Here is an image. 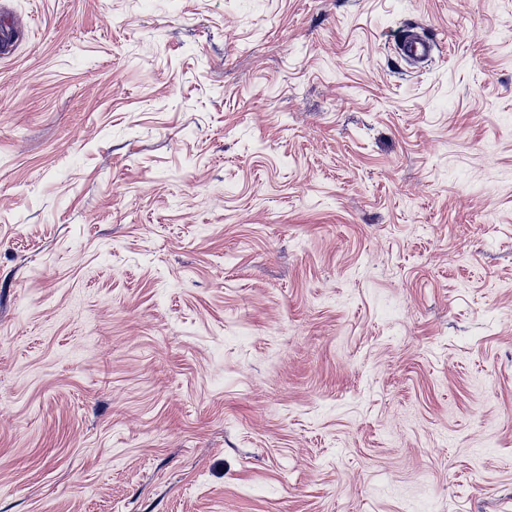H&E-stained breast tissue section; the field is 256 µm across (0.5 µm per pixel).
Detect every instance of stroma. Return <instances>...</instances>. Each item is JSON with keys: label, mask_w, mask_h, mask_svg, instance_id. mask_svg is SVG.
Returning <instances> with one entry per match:
<instances>
[{"label": "stroma", "mask_w": 512, "mask_h": 512, "mask_svg": "<svg viewBox=\"0 0 512 512\" xmlns=\"http://www.w3.org/2000/svg\"><path fill=\"white\" fill-rule=\"evenodd\" d=\"M1 25L0 512H512V0ZM416 28L409 27L403 31L396 41V50L409 62L424 63L431 59L435 43Z\"/></svg>", "instance_id": "stroma-1"}]
</instances>
